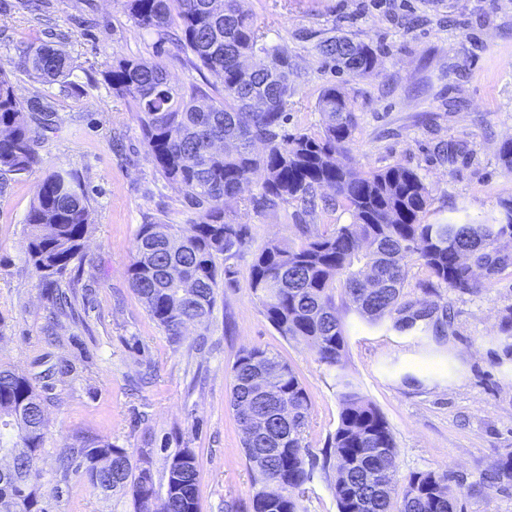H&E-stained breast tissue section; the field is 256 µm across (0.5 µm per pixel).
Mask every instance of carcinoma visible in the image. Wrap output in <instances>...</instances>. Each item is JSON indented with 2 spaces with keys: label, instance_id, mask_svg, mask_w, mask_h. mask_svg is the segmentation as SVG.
Segmentation results:
<instances>
[{
  "label": "carcinoma",
  "instance_id": "cac0c4a2",
  "mask_svg": "<svg viewBox=\"0 0 512 512\" xmlns=\"http://www.w3.org/2000/svg\"><path fill=\"white\" fill-rule=\"evenodd\" d=\"M240 0H125L139 28L171 40L195 68L220 79L221 87L171 83L159 62L122 57L102 72L113 94L138 116L143 141L160 174L182 193L190 214L185 224H143L128 268L134 292L171 339L183 329L209 322L216 305L221 255L248 244L245 224L228 222L224 201L239 197L251 176L264 172L253 206H316L319 190L334 191V205L351 216L330 233L298 246L270 242L255 254L248 288L277 332L303 339L328 366L341 365L346 339L335 291L346 308L370 324L392 322L398 331L418 329L436 345L448 340V310L415 307L404 300L407 267L417 259L437 283L477 293L512 266V198L498 202L484 219L430 224V194L415 170L394 165L380 170L356 167L350 158L354 105L337 85L322 89L318 135L290 133L288 103L297 74L288 53L265 40ZM317 49L338 73L377 74V54L348 37H330ZM22 66L43 82H68L70 58L50 42L31 43ZM271 99L257 110L253 101ZM53 113L31 126L18 106L8 74L0 68V176L31 172L38 165L37 142ZM263 154L254 151L256 143ZM341 155L346 163L336 162ZM27 254L51 305L65 316L72 303L58 292L72 261L80 255L89 224L87 198L79 176L58 169L46 175L32 203ZM181 267L194 280L182 288L169 276ZM231 404L237 418L249 408L269 416L260 432L243 437L251 468L260 477L253 512H301L291 495L309 481L308 449L302 445L310 399L294 370L279 355L261 348L244 351L232 366ZM339 423L324 465H333L338 512H466L452 495L454 473L412 471L397 492L398 450L379 409L342 380ZM288 407V419H277ZM45 398L26 377L0 367V456L12 447L24 456L12 461L13 476H0V512H45L38 460L45 439ZM60 467L82 468L90 485L103 492L132 493L135 512H199L194 452L179 450L168 461L160 510L152 509L156 485L150 467L133 469L124 448L77 436L64 446ZM512 482V453L492 468L491 485Z\"/></svg>",
  "mask_w": 512,
  "mask_h": 512
}]
</instances>
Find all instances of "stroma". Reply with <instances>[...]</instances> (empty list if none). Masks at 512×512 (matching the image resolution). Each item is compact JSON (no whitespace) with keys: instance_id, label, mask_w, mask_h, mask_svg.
Here are the masks:
<instances>
[{"instance_id":"stroma-1","label":"stroma","mask_w":512,"mask_h":512,"mask_svg":"<svg viewBox=\"0 0 512 512\" xmlns=\"http://www.w3.org/2000/svg\"><path fill=\"white\" fill-rule=\"evenodd\" d=\"M9 2L11 11L0 13V68L23 112L37 99L57 121L36 147L39 167L0 178V364L42 386L47 398L39 467L49 512H134L131 496L94 490L80 471L60 474L58 451L76 434L126 449L132 464L149 459L158 480L176 451L192 449L199 512H251L258 475L245 458L230 397L231 367L252 347L281 356L305 386L311 406L303 437L311 455L322 456L336 430L344 376L386 418L400 475L450 471L466 512H512V484L479 486L494 461L512 452V357L500 342L512 268L477 293L443 285L426 293L429 273L412 261L404 295L451 306L447 345L345 311L343 367H328L309 345L271 326L247 284L255 253L269 241L298 244L350 216L340 208L312 217L294 205L253 207L258 173L243 197L224 204L227 220L247 225L249 243L217 261L208 327H188L172 340L133 291L128 267L141 225L183 224L187 213L144 146L136 113L102 72L124 56L160 62L178 85L210 75L161 52L157 36L128 20L122 0H46L40 22L24 0ZM242 7L300 75L289 131H320L316 99L334 83L355 105L353 163L416 170L430 191L428 221L480 217L512 196V171L498 154L512 139V0H242ZM333 36L374 49L377 75H340L326 66L317 46ZM39 41L70 56L68 83L39 82L25 71L20 50ZM61 167L80 177L90 210L84 249L69 270L80 283L77 324L52 318L26 250V215L45 174ZM63 361L71 372H56ZM334 478L333 469H313L293 492L302 512H337Z\"/></svg>"}]
</instances>
